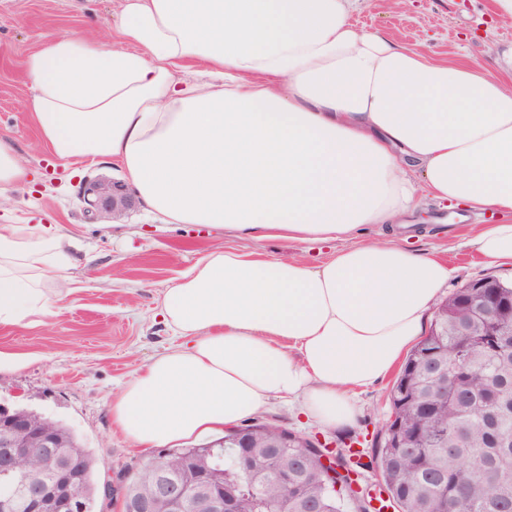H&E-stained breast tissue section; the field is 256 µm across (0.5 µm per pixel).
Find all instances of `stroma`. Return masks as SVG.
I'll return each mask as SVG.
<instances>
[{
    "label": "stroma",
    "mask_w": 512,
    "mask_h": 512,
    "mask_svg": "<svg viewBox=\"0 0 512 512\" xmlns=\"http://www.w3.org/2000/svg\"><path fill=\"white\" fill-rule=\"evenodd\" d=\"M116 7L117 0H0V135L12 140L30 170L27 184L0 192V224L57 225L76 236L94 258L91 266L71 271L74 293L54 302L43 325L0 326V350L27 360L20 371L0 375V401L65 423L94 452L101 481L148 458L114 430L112 395L169 346L171 334L157 308L164 289L181 271L216 249L317 264L347 245L343 239L250 240L205 225L170 224L140 201L103 221L85 213L80 201L84 180H120L124 172L109 158L72 166L53 156L24 107L31 93L25 59L62 35L100 38L110 33ZM352 21L396 43L421 46L437 59L475 60L493 71L512 54V22L497 20L492 0H404L398 9L387 0H361ZM425 218L424 231L403 241L447 260L453 270L448 290L484 276L512 278V273L485 264L468 244L475 225L498 223L497 215L473 212L461 222L454 206L432 201ZM393 383L389 377L361 390L356 422L340 429L323 430L284 399L270 400L263 416L332 442L360 435L368 451L391 415Z\"/></svg>",
    "instance_id": "obj_1"
}]
</instances>
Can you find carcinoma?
<instances>
[{"label": "carcinoma", "instance_id": "obj_1", "mask_svg": "<svg viewBox=\"0 0 512 512\" xmlns=\"http://www.w3.org/2000/svg\"><path fill=\"white\" fill-rule=\"evenodd\" d=\"M496 292L511 300L500 317L512 320V284L494 276ZM458 288L436 304L437 313L427 335L411 349L400 376L390 391L393 421L400 444L385 436L375 443L373 460L379 467L386 489L398 512H512V447H501L504 429H512V354L498 349L491 336H463L462 325L472 326L477 307L461 315L462 296ZM425 348L440 351L443 364L456 358L469 360V367L449 372L448 390L432 395L434 381L420 355ZM58 439L57 452L70 461L55 479L79 496L82 512H95L105 502L122 501V512H130L132 497H151L157 482L154 469L143 465L130 473H116L117 488L103 497V484L95 479L96 460L92 451L62 422L50 424ZM245 440L248 448H236V436L224 435V442L168 450V461L185 479L201 473L218 484H230L247 461L249 471L259 476L265 496L288 494L285 512H341L340 501L367 507L352 494L348 476L342 487L333 489L318 477L321 452L293 443L284 448L270 444L281 440L283 429L268 422H255ZM47 468L42 450L33 448L15 462L16 473L27 475ZM288 472V490L278 483V474Z\"/></svg>", "mask_w": 512, "mask_h": 512}]
</instances>
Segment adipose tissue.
<instances>
[{"instance_id":"obj_1","label":"adipose tissue","mask_w":512,"mask_h":512,"mask_svg":"<svg viewBox=\"0 0 512 512\" xmlns=\"http://www.w3.org/2000/svg\"><path fill=\"white\" fill-rule=\"evenodd\" d=\"M360 0H121L112 33L63 35L26 69L43 140L63 160L117 159L172 224L240 238L350 239L327 261L215 250L164 290L175 344L112 398V424L157 448L294 400L328 429L424 330L452 271L365 225H404L422 195L504 216L472 247L512 269V84L353 25ZM207 63L203 83L187 62ZM72 236L0 224V324L69 295ZM55 291H48L47 281Z\"/></svg>"}]
</instances>
